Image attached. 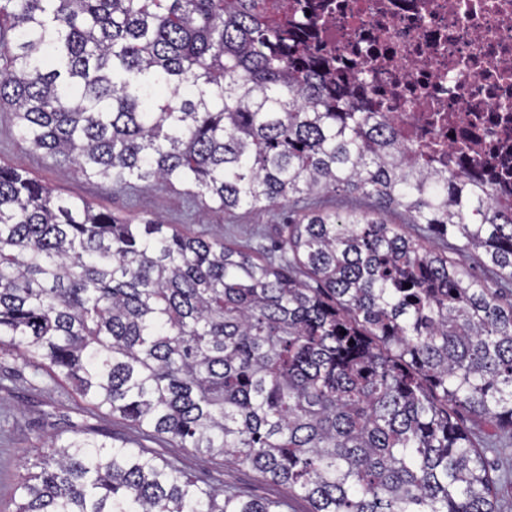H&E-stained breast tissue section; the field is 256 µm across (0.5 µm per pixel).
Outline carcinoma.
Returning a JSON list of instances; mask_svg holds the SVG:
<instances>
[{"mask_svg":"<svg viewBox=\"0 0 512 512\" xmlns=\"http://www.w3.org/2000/svg\"><path fill=\"white\" fill-rule=\"evenodd\" d=\"M303 35L286 0H0V111L58 165L207 211L306 201L272 260L1 163L0 351L308 512H502L456 411L512 431V303L421 239L511 285L512 202L428 171ZM93 434L43 449L14 512H288ZM319 206L326 210H333L339 213L348 211L354 207L368 209L370 201L366 199H355L348 195L328 193L321 195L318 199Z\"/></svg>","mask_w":512,"mask_h":512,"instance_id":"cac0c4a2","label":"carcinoma"}]
</instances>
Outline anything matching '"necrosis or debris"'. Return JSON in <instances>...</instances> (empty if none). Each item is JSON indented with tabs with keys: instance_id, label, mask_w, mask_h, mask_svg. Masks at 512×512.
<instances>
[{
	"instance_id": "obj_1",
	"label": "necrosis or debris",
	"mask_w": 512,
	"mask_h": 512,
	"mask_svg": "<svg viewBox=\"0 0 512 512\" xmlns=\"http://www.w3.org/2000/svg\"><path fill=\"white\" fill-rule=\"evenodd\" d=\"M288 13L430 169L512 200V0H288Z\"/></svg>"
}]
</instances>
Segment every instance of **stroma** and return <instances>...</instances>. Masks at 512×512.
Masks as SVG:
<instances>
[{"mask_svg": "<svg viewBox=\"0 0 512 512\" xmlns=\"http://www.w3.org/2000/svg\"><path fill=\"white\" fill-rule=\"evenodd\" d=\"M0 161L26 172L62 195L92 203L130 219L157 218L182 230L216 237L272 257L284 224L295 205H274L260 210L241 207L201 218L200 197L187 188H143L140 183L101 185L85 179L45 157L23 142L8 122H0ZM81 401L71 387L33 374L18 353L0 352V512H12L14 487L23 465L40 459L49 439L64 441L77 426L91 424L116 440L136 442L138 434L126 421L106 413H90L80 408ZM459 418L477 442L493 440L486 449L492 477L496 481L500 504L512 502V431L477 419L467 412ZM154 451L173 461L182 470L201 477H212L242 486L255 497H288V512H308V504L289 497L285 487L270 483L250 467L220 458L194 455L184 449L154 444Z\"/></svg>", "mask_w": 512, "mask_h": 512, "instance_id": "35a3bbf8", "label": "stroma"}]
</instances>
